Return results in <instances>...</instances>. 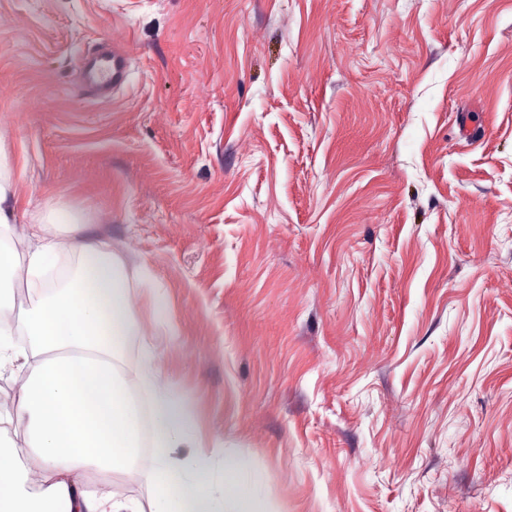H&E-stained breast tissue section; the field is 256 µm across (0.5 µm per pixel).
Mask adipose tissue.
Here are the masks:
<instances>
[{"label":"adipose tissue","instance_id":"adipose-tissue-1","mask_svg":"<svg viewBox=\"0 0 512 512\" xmlns=\"http://www.w3.org/2000/svg\"><path fill=\"white\" fill-rule=\"evenodd\" d=\"M9 189L0 176V373L14 383L0 424L23 426L39 467H23L15 442L0 434V512H250L246 484L215 497L219 450L201 447L181 399L157 386L153 366L142 379L154 397L152 450L143 452L140 409L121 369L120 351L137 331L122 260L99 239L15 223ZM70 253L78 269L59 284L44 280ZM179 448L192 449L189 461L176 458ZM116 473L149 487L150 508L110 492ZM89 474L99 476V489H82Z\"/></svg>","mask_w":512,"mask_h":512}]
</instances>
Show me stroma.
Instances as JSON below:
<instances>
[{"instance_id": "stroma-1", "label": "stroma", "mask_w": 512, "mask_h": 512, "mask_svg": "<svg viewBox=\"0 0 512 512\" xmlns=\"http://www.w3.org/2000/svg\"><path fill=\"white\" fill-rule=\"evenodd\" d=\"M0 172L253 512H512V0H0ZM129 72L128 58L120 52H98L83 63L82 83L89 90H100L123 81Z\"/></svg>"}]
</instances>
